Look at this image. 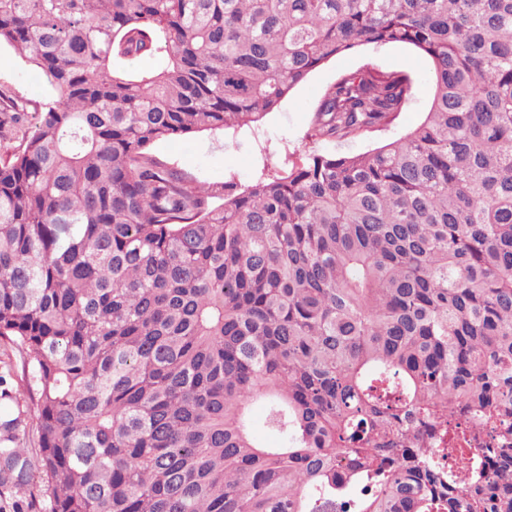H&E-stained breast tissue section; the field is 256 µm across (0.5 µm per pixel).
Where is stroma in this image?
I'll use <instances>...</instances> for the list:
<instances>
[{
  "instance_id": "stroma-1",
  "label": "stroma",
  "mask_w": 512,
  "mask_h": 512,
  "mask_svg": "<svg viewBox=\"0 0 512 512\" xmlns=\"http://www.w3.org/2000/svg\"><path fill=\"white\" fill-rule=\"evenodd\" d=\"M367 63L410 73L413 92L404 111L388 127L357 138L336 142L315 139V109L324 90L341 72ZM0 91L26 102L27 121L31 124L37 120L36 109L52 95L51 87L42 77L6 44L0 45ZM433 93L430 64L413 49L364 47L313 71L258 125L163 139L152 145L151 152L194 183L212 187L232 181L243 190L260 175L281 172L289 161L301 160L310 153H362L399 138L423 120ZM32 383V368L25 350L0 339V387L12 395L5 414L18 420L16 441L31 461L24 480H16L12 475L0 478V512L50 510L46 478L34 463L38 453V420L30 393Z\"/></svg>"
}]
</instances>
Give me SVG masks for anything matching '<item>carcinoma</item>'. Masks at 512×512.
<instances>
[{"instance_id": "carcinoma-1", "label": "carcinoma", "mask_w": 512, "mask_h": 512, "mask_svg": "<svg viewBox=\"0 0 512 512\" xmlns=\"http://www.w3.org/2000/svg\"><path fill=\"white\" fill-rule=\"evenodd\" d=\"M2 43L53 91L30 127L0 92V338L31 359L50 512H512V0H0ZM386 45L434 76L398 139L243 191L150 152ZM412 90L345 71L312 137Z\"/></svg>"}]
</instances>
